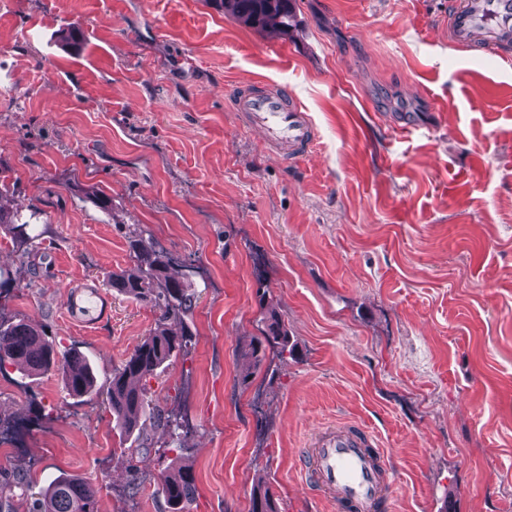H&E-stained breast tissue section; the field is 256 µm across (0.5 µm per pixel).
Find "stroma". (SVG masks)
Here are the masks:
<instances>
[{"label":"stroma","instance_id":"obj_1","mask_svg":"<svg viewBox=\"0 0 512 512\" xmlns=\"http://www.w3.org/2000/svg\"><path fill=\"white\" fill-rule=\"evenodd\" d=\"M0 16V316L90 363L0 373V486L28 512L60 476L97 512H168L161 477L191 467L188 512H336L301 448L339 422L373 431L394 470L389 512H512V61L448 43V0H296L288 37L211 0H9ZM295 91L319 131L283 163L229 102L241 81ZM106 194L98 209L86 189ZM170 253L196 296L183 352L146 384L149 447L106 391L157 311L110 288L128 232ZM97 282L107 322L71 321ZM294 354L245 356L266 309ZM171 417L156 425L155 413Z\"/></svg>","mask_w":512,"mask_h":512}]
</instances>
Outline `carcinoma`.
Segmentation results:
<instances>
[{"instance_id":"obj_1","label":"carcinoma","mask_w":512,"mask_h":512,"mask_svg":"<svg viewBox=\"0 0 512 512\" xmlns=\"http://www.w3.org/2000/svg\"><path fill=\"white\" fill-rule=\"evenodd\" d=\"M216 7L227 11L246 26L263 31L274 23L279 33L288 35L294 22L295 0H214ZM26 242L25 227L18 213L0 207V227ZM133 268L114 273L111 286L118 292L159 311L154 330L139 348L112 375L107 393L112 415L119 427L132 434L139 430L145 406L143 381L156 375V370L180 352L187 343V332L173 330L183 323L192 310L188 286L169 274L166 253L156 243L134 231L130 235ZM263 336L256 338L251 356L258 357L263 344L288 350L289 336L275 312L264 317ZM20 365L29 373L62 371L69 390L76 395L91 392L96 384L90 366L75 352H56L43 333L23 320L0 318V371L6 365ZM162 490L169 512H185L195 492L192 470L183 465L172 468L164 477ZM29 512H97L96 492L87 482L74 477H61L41 492L31 503ZM251 512H278L274 496L259 488L252 496Z\"/></svg>"}]
</instances>
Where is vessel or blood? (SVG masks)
I'll use <instances>...</instances> for the list:
<instances>
[{"mask_svg": "<svg viewBox=\"0 0 512 512\" xmlns=\"http://www.w3.org/2000/svg\"><path fill=\"white\" fill-rule=\"evenodd\" d=\"M448 42L490 59H512V0H449ZM232 106L248 129L259 131L265 148L281 161L314 148L317 131L295 93L277 83L260 89L236 86ZM72 321L94 325L107 317L100 287L84 283L66 301ZM303 469L340 512H381L391 489L393 467L375 435L352 422L326 428L316 437Z\"/></svg>", "mask_w": 512, "mask_h": 512, "instance_id": "1", "label": "vessel or blood"}]
</instances>
